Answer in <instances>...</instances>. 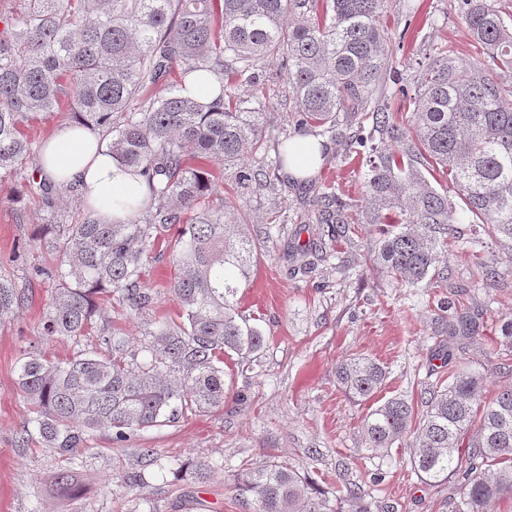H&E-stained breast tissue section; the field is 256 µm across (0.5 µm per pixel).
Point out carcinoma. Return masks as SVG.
I'll use <instances>...</instances> for the list:
<instances>
[{
  "label": "carcinoma",
  "mask_w": 512,
  "mask_h": 512,
  "mask_svg": "<svg viewBox=\"0 0 512 512\" xmlns=\"http://www.w3.org/2000/svg\"><path fill=\"white\" fill-rule=\"evenodd\" d=\"M381 0H18L0 6V185L12 201L41 202L39 246L54 266L0 274V320L29 301L36 284L47 302L36 339L23 350L18 385L33 417L21 443L36 442L69 461L99 431L126 442L181 416L224 407V359L253 369L265 337L239 314L238 293L261 244L247 218L224 204L206 164L230 163L241 188L262 182L244 162L265 151L267 113L236 83L256 87L278 58L298 103L301 125L363 160L366 224H387L377 259L407 288L439 290L436 356L465 351L481 317L463 308L448 282L444 253L455 224L487 226L468 238L476 284L505 289L512 259V14L495 0H458V13L481 57L429 48L414 89L386 82L392 55L380 23ZM205 71L219 84L207 105L182 94L185 75ZM408 113L396 122L389 102ZM68 109L98 134L112 157L145 180L148 197L126 223L104 222L83 206L75 183L57 188L36 176L43 143L25 129ZM448 188L432 184L437 175ZM322 232L292 251L307 276L326 257V241L350 238L352 205L333 194L312 199ZM175 275L177 318L145 322L137 346L112 324L116 305L149 315L156 292L143 266L165 233ZM95 337L89 348L83 341ZM59 337L77 346L60 359ZM385 367L368 357L336 363V382L356 400L384 384ZM487 374L460 367L428 388L424 410L392 397L372 409L361 431L381 454L412 438L411 468L429 483L461 477L454 512L512 505V387L486 395ZM172 474L203 484L213 466L168 463ZM57 496L75 490L73 469L53 478ZM235 487L253 512H342L314 497L308 478L286 463L243 466Z\"/></svg>",
  "instance_id": "1"
}]
</instances>
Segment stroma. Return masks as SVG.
<instances>
[{
    "mask_svg": "<svg viewBox=\"0 0 512 512\" xmlns=\"http://www.w3.org/2000/svg\"><path fill=\"white\" fill-rule=\"evenodd\" d=\"M423 19L403 46L392 49V60L405 82H412L416 62L432 44L449 45L472 54L473 42L457 11V0H420ZM270 76L261 91L271 127L267 152H275L281 132H294V96L279 60L266 63ZM325 158L305 181L281 177L276 191L237 187L230 170L213 165L224 199L241 205L255 230L286 223L300 230L301 241L318 231L308 201L335 192L352 203L361 219L364 188L362 167L343 158L340 146L325 143ZM43 209L34 201L16 208L8 188L0 187V270L47 265L52 255L28 239L42 222ZM448 244V275L470 307L487 306L483 329L471 339L465 360L489 370V392L512 385V376L496 373L506 347L499 320L512 315V288L488 302L475 287V262L463 238L470 227H456ZM286 239H276L261 256L240 290L243 316L256 320L267 344L254 370H230L225 378L223 408L202 412L141 432L124 447H116L109 432H99L81 449L77 496L62 500L50 487L62 458L29 445L20 435L30 417L29 405L17 384V362L36 334L47 294L33 289V298L19 314L0 321V512H245L232 489L242 465L276 458L300 475L313 479L327 499L338 486L360 484L372 506L390 512H451L458 493L456 479L429 485L412 471L409 441L374 455L364 446L361 425L367 413L386 399L403 395L421 402L430 381V356L435 346L432 320L436 305L420 288H405L373 260L375 238L359 230L341 243L338 254L317 265L311 276L294 275L286 257ZM172 273L168 254L151 253L143 280L157 293L153 318L176 315L178 306L166 283ZM354 354L376 358L388 369L382 390L370 400L350 399L336 382V363ZM186 462L210 461L216 466L203 484L160 475L148 464L145 449ZM141 471L146 487L131 485L129 474Z\"/></svg>",
    "mask_w": 512,
    "mask_h": 512,
    "instance_id": "35a3bbf8",
    "label": "stroma"
}]
</instances>
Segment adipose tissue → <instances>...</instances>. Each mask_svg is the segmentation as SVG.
Here are the masks:
<instances>
[{
    "label": "adipose tissue",
    "mask_w": 512,
    "mask_h": 512,
    "mask_svg": "<svg viewBox=\"0 0 512 512\" xmlns=\"http://www.w3.org/2000/svg\"><path fill=\"white\" fill-rule=\"evenodd\" d=\"M42 175L56 183L79 181L84 204L110 201L104 216L113 223L126 222L148 196L143 179L113 159L96 134L79 126H63L46 141Z\"/></svg>",
    "instance_id": "ef3b65f1"
}]
</instances>
